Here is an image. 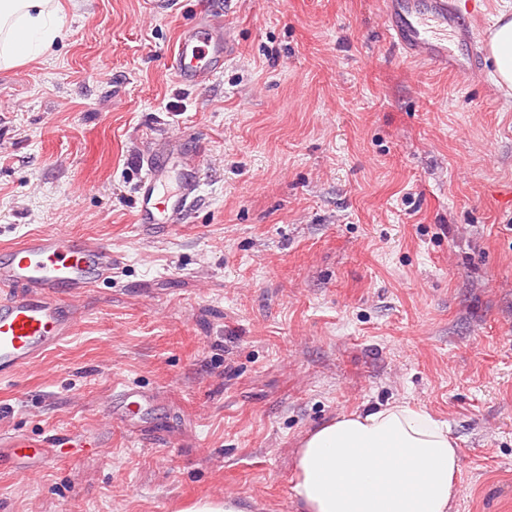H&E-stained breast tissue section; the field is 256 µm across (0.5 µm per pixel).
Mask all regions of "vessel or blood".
Masks as SVG:
<instances>
[{
  "mask_svg": "<svg viewBox=\"0 0 512 512\" xmlns=\"http://www.w3.org/2000/svg\"><path fill=\"white\" fill-rule=\"evenodd\" d=\"M386 34L395 53L472 79L482 71L476 44L481 12L461 17L455 0H379ZM235 48L214 8L194 28L182 29L169 65L182 82L205 85ZM139 185L137 221L150 224L158 211L182 223L199 200L196 181L182 180L168 192L164 157L149 154ZM117 264L110 243L75 239L48 228L0 250V381L44 358L75 332L82 319L77 299L111 279Z\"/></svg>",
  "mask_w": 512,
  "mask_h": 512,
  "instance_id": "b4317fda",
  "label": "vessel or blood"
}]
</instances>
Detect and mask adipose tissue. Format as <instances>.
Wrapping results in <instances>:
<instances>
[{"mask_svg":"<svg viewBox=\"0 0 512 512\" xmlns=\"http://www.w3.org/2000/svg\"><path fill=\"white\" fill-rule=\"evenodd\" d=\"M57 0H0V70L36 60L59 33ZM496 85L512 89V14L488 39ZM460 456L446 421L403 401L343 413L296 455L299 512H450Z\"/></svg>","mask_w":512,"mask_h":512,"instance_id":"obj_1","label":"adipose tissue"}]
</instances>
